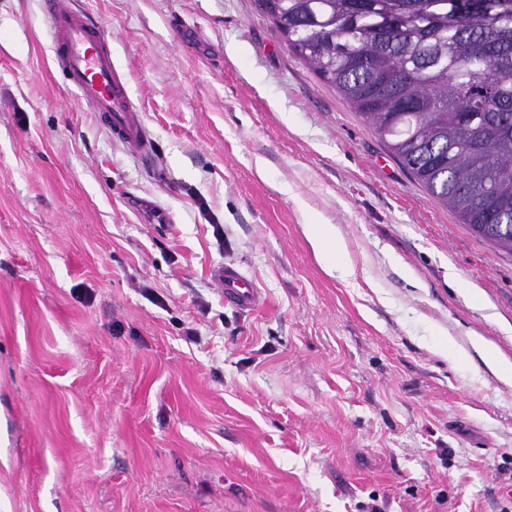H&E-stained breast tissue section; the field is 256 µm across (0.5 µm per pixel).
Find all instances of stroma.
I'll use <instances>...</instances> for the list:
<instances>
[{"instance_id": "stroma-1", "label": "stroma", "mask_w": 512, "mask_h": 512, "mask_svg": "<svg viewBox=\"0 0 512 512\" xmlns=\"http://www.w3.org/2000/svg\"><path fill=\"white\" fill-rule=\"evenodd\" d=\"M74 2L154 150L77 105L42 0H0V512H512V384L471 347L512 360V255L255 0ZM313 242L318 246V253L324 259L329 269L336 268V272L342 278L353 277L354 268L350 260L343 254L340 243L338 242L337 230L331 224H318L317 230L311 235ZM336 239V249L332 253L326 246L334 243ZM335 253V254H334ZM224 286V302L242 310L252 311L263 302V294L255 280L234 267H224L218 273Z\"/></svg>"}]
</instances>
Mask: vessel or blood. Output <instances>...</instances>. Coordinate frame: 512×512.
<instances>
[{
	"mask_svg": "<svg viewBox=\"0 0 512 512\" xmlns=\"http://www.w3.org/2000/svg\"><path fill=\"white\" fill-rule=\"evenodd\" d=\"M54 61L77 99L94 112L113 138L134 154L151 155L153 140L145 116L135 102L112 57L103 27L73 0H43ZM219 278L227 304L251 311L263 302L255 280L225 267Z\"/></svg>",
	"mask_w": 512,
	"mask_h": 512,
	"instance_id": "obj_1",
	"label": "vessel or blood"
}]
</instances>
